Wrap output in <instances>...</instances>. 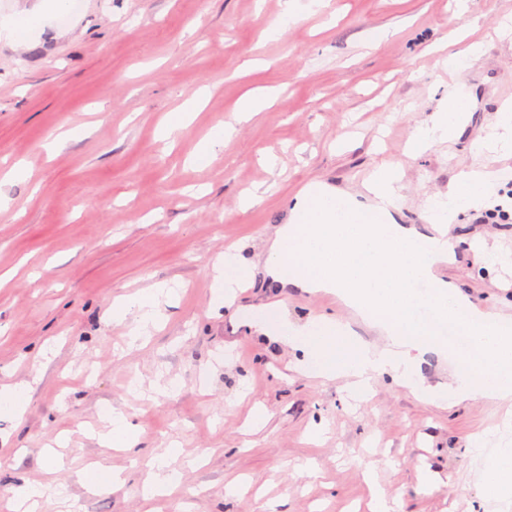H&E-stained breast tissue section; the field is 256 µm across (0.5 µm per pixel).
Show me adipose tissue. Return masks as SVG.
<instances>
[{
    "instance_id": "1",
    "label": "adipose tissue",
    "mask_w": 512,
    "mask_h": 512,
    "mask_svg": "<svg viewBox=\"0 0 512 512\" xmlns=\"http://www.w3.org/2000/svg\"><path fill=\"white\" fill-rule=\"evenodd\" d=\"M467 108L466 86L456 83L442 110L418 128L408 155L433 142L454 139L465 126ZM478 150L488 155V162L460 171L446 197L433 201L429 224L453 223L461 212L481 206L500 183L512 179L511 172L490 164L491 159L512 154L511 101L501 103L496 132ZM366 190L368 198L361 202L322 182L307 186L291 202L287 224L268 241L260 266L267 278L281 285L336 295L379 329L382 343L363 342L327 319L296 323L284 308L271 322L254 316V326L265 334L283 329L295 370L326 381L346 380L358 400L371 394L375 380L386 377L434 403L441 391L425 384L421 366L428 355L445 352L440 327L452 322L468 336L472 354L456 363L451 395L459 401L512 402V319L480 309L437 275V268L453 259L454 245L432 238L424 228L398 222L402 198L398 166L386 162L377 166ZM256 266L232 250L216 259L225 306H232L238 288L252 281ZM178 292V286L160 283L116 298L112 319L129 321L130 346H140L149 338L161 319V304L173 301ZM467 444L483 460L478 496L497 501L512 498V441L494 444L487 433L478 432L468 437ZM178 453L171 446L152 458L140 486L142 497L179 486L181 475L170 466Z\"/></svg>"
}]
</instances>
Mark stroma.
Returning a JSON list of instances; mask_svg holds the SVG:
<instances>
[{
	"label": "stroma",
	"mask_w": 512,
	"mask_h": 512,
	"mask_svg": "<svg viewBox=\"0 0 512 512\" xmlns=\"http://www.w3.org/2000/svg\"><path fill=\"white\" fill-rule=\"evenodd\" d=\"M281 2L81 0L78 11L46 16L26 45L0 42V197L10 202L0 213V386L32 385L23 415L0 405V512L25 483L57 488L40 512H351L369 497L362 472L371 463L401 512H493L468 487L466 446L503 409L435 406L384 381L355 403L344 380L295 371L288 346L256 335L240 313L278 304L300 322H346L349 309L332 295L268 287L259 273L225 307L212 263L230 246L257 260L308 183L364 197L383 161L403 172L399 223L424 224L429 199L480 163L478 141L512 100V42L494 33L512 0H475L464 16L455 0H329L267 35ZM459 27L484 52L454 77L438 47ZM375 28L388 36L367 44ZM458 79L469 90L462 133L407 156ZM255 88L276 103L237 121L236 103ZM197 93L203 102L180 137L161 140L165 115ZM221 120L235 124L232 138L207 166L193 165ZM67 128L77 136L48 151ZM271 154L273 170L262 164ZM20 162L27 175L4 180ZM255 189L263 202L242 209ZM499 207L512 209V180L449 225L455 259L440 274L479 308L512 318V266L488 267L469 247L512 253V223L486 219ZM172 281L183 286L179 300L163 306L144 348L127 350L113 300ZM160 376L177 379L179 392L134 393ZM257 406L267 420L255 430ZM106 407L142 428L133 450L99 439ZM317 424L325 433L314 445ZM172 442L182 486L144 502L148 463ZM309 458L316 475H298ZM98 464L126 485L88 491L77 474ZM427 471L444 480L430 494L419 488ZM234 482L246 490L229 494Z\"/></svg>",
	"instance_id": "obj_1"
}]
</instances>
